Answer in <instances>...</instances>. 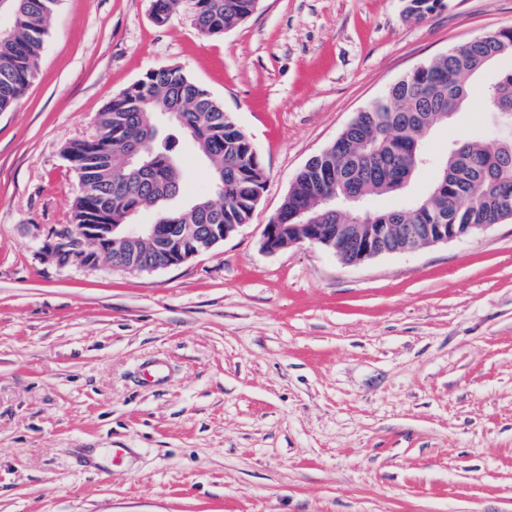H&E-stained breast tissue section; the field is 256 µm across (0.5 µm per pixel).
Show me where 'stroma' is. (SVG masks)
Instances as JSON below:
<instances>
[{
    "label": "stroma",
    "mask_w": 512,
    "mask_h": 512,
    "mask_svg": "<svg viewBox=\"0 0 512 512\" xmlns=\"http://www.w3.org/2000/svg\"><path fill=\"white\" fill-rule=\"evenodd\" d=\"M261 0L200 33L190 0H59L0 112V512H512V220L353 265L262 247L294 176L418 65L512 26V0ZM220 101L267 172L249 224L149 272L63 267L65 157L150 69ZM471 96L426 142L486 135ZM179 203L211 194L182 145ZM161 361L162 384L141 382ZM125 451L121 465L111 449Z\"/></svg>",
    "instance_id": "1"
}]
</instances>
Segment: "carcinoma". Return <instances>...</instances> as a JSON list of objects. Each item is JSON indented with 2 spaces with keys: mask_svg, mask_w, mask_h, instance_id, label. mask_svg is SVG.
I'll return each mask as SVG.
<instances>
[{
  "mask_svg": "<svg viewBox=\"0 0 512 512\" xmlns=\"http://www.w3.org/2000/svg\"><path fill=\"white\" fill-rule=\"evenodd\" d=\"M58 0H6L0 8L12 17L7 39L0 40V112L12 108L32 83L44 47L47 22ZM257 8L256 0H197V29L218 35ZM504 54L512 55V28H501L423 63L381 98L359 112L320 153V160L294 177L280 207L274 245L280 249L299 236L300 224L315 234L336 233V215L326 201L362 200L403 191L422 168L424 139L448 123L474 93V78ZM490 119L505 128L512 122V69L481 86ZM176 109V126L210 166L211 181L222 183L223 199L208 196L182 207V164L172 138L146 143L147 121ZM147 146L150 164H125L124 155ZM68 161L83 169L72 223L127 224L142 209L156 208L157 224H247L264 190L261 158L234 118L208 90L180 67L147 71L114 97L95 117V132L66 147ZM512 210V144L491 149L463 137L448 146L435 178L421 198H406L384 210L361 209L350 223L499 224L503 208ZM166 240L149 236L126 247L124 265L163 258Z\"/></svg>",
  "mask_w": 512,
  "mask_h": 512,
  "instance_id": "cac0c4a2",
  "label": "carcinoma"
}]
</instances>
